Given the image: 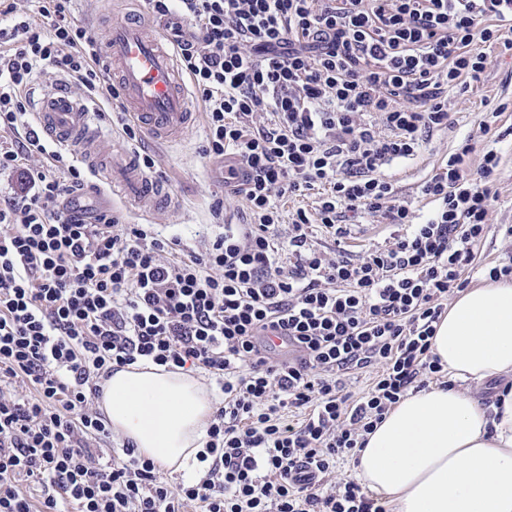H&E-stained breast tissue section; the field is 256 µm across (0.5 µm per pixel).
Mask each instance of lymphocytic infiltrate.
<instances>
[{"instance_id":"1","label":"lymphocytic infiltrate","mask_w":512,"mask_h":512,"mask_svg":"<svg viewBox=\"0 0 512 512\" xmlns=\"http://www.w3.org/2000/svg\"><path fill=\"white\" fill-rule=\"evenodd\" d=\"M172 21L182 73L206 114L203 157L246 220L186 250L151 224L82 201L87 170L31 125L38 78L115 100L97 32L76 0L0 6V512H386L340 457L405 396L441 379L432 339L474 275L512 277L479 247L502 157L472 136L401 199L387 167L418 157L480 82L484 46L512 53V0H145ZM315 192L283 218L281 200ZM388 244L347 253L354 219ZM324 230L336 247L314 241ZM149 360L208 376L204 476L170 484L110 438L96 401L113 371ZM373 372L353 395L350 375ZM39 487V499L18 482Z\"/></svg>"}]
</instances>
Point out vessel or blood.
I'll use <instances>...</instances> for the list:
<instances>
[{
	"label": "vessel or blood",
	"instance_id": "vessel-or-blood-1",
	"mask_svg": "<svg viewBox=\"0 0 512 512\" xmlns=\"http://www.w3.org/2000/svg\"><path fill=\"white\" fill-rule=\"evenodd\" d=\"M101 60L117 71L119 102L151 139L170 140L193 122L190 96L176 72L162 28L150 33L145 25L134 22L113 25ZM36 122L40 135L69 144L87 161H94L102 132L90 108L72 100L64 90L44 93ZM103 173L120 183L128 202L142 214H149L167 195L165 185L145 175L126 151L113 152Z\"/></svg>",
	"mask_w": 512,
	"mask_h": 512
}]
</instances>
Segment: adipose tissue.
Returning a JSON list of instances; mask_svg holds the SVG:
<instances>
[{"label": "adipose tissue", "mask_w": 512, "mask_h": 512, "mask_svg": "<svg viewBox=\"0 0 512 512\" xmlns=\"http://www.w3.org/2000/svg\"><path fill=\"white\" fill-rule=\"evenodd\" d=\"M432 348L451 380L408 394L368 434L353 473L395 512H512V388L482 404L464 383L512 379V279L462 291ZM106 423L138 455L201 476L215 399L193 371L149 361L101 386Z\"/></svg>", "instance_id": "obj_1"}]
</instances>
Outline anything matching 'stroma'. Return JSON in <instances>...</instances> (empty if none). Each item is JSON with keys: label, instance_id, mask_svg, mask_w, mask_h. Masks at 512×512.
<instances>
[{"label": "stroma", "instance_id": "obj_1", "mask_svg": "<svg viewBox=\"0 0 512 512\" xmlns=\"http://www.w3.org/2000/svg\"><path fill=\"white\" fill-rule=\"evenodd\" d=\"M130 11L146 13L144 0H81L78 6L80 20L94 21L100 37H107L108 26L124 18ZM489 64L481 82L463 96L453 100L451 109L454 123L447 132L435 134L426 151L406 166L396 165L391 169L399 194L420 209H427L426 200L416 194L417 185L432 173L451 150L457 138L471 130L481 112L498 104H506L502 116L504 124H512V56L500 54L498 48L487 51ZM197 118L194 125L176 141L158 143L142 141V149L158 152L162 157L159 179L169 187L176 202L175 207H159L150 216H142L126 204L119 184L101 182L100 192L89 193L91 205L117 210L124 223L157 225L166 236H175L190 248H200L221 233L225 225L242 222V201L224 195V165L202 157L200 146L204 139L206 117L199 103H192ZM503 160L496 188L498 199L489 212L493 227L487 236L482 256L489 262L507 260L512 255L498 232L499 225H512V143L500 145ZM223 200L222 218H214L212 206L215 200Z\"/></svg>", "mask_w": 512, "mask_h": 512}]
</instances>
